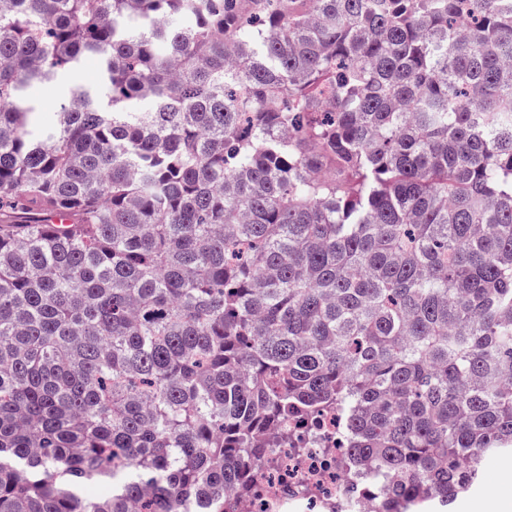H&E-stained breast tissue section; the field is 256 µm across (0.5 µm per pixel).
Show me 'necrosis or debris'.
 <instances>
[{
  "label": "necrosis or debris",
  "instance_id": "1",
  "mask_svg": "<svg viewBox=\"0 0 512 512\" xmlns=\"http://www.w3.org/2000/svg\"><path fill=\"white\" fill-rule=\"evenodd\" d=\"M346 456L336 413L289 424L287 447L268 449L250 492L224 504L229 512H374Z\"/></svg>",
  "mask_w": 512,
  "mask_h": 512
}]
</instances>
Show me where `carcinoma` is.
Instances as JSON below:
<instances>
[{
	"instance_id": "cac0c4a2",
	"label": "carcinoma",
	"mask_w": 512,
	"mask_h": 512,
	"mask_svg": "<svg viewBox=\"0 0 512 512\" xmlns=\"http://www.w3.org/2000/svg\"><path fill=\"white\" fill-rule=\"evenodd\" d=\"M507 372L512 0H0V512H224L328 409L453 512ZM100 83L98 65L87 60L82 65L59 71L50 89L32 86L24 90V95L37 112V117H45L56 112L60 104L76 89H94Z\"/></svg>"
}]
</instances>
